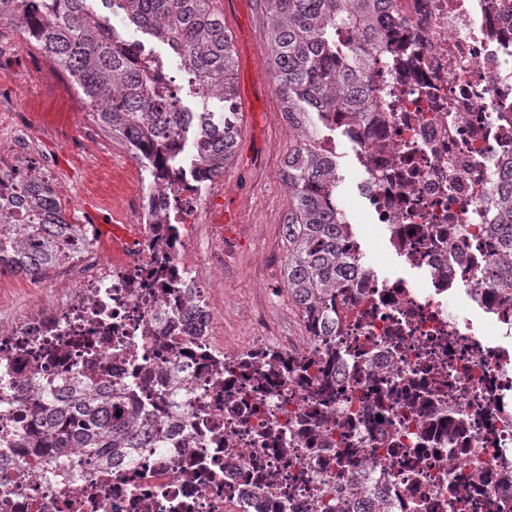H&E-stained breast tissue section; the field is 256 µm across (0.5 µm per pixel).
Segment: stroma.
<instances>
[{
  "label": "stroma",
  "instance_id": "35a3bbf8",
  "mask_svg": "<svg viewBox=\"0 0 512 512\" xmlns=\"http://www.w3.org/2000/svg\"><path fill=\"white\" fill-rule=\"evenodd\" d=\"M38 59L21 49L5 61L8 79L16 86L17 110L31 122V136L49 151L68 179L73 199L66 205L70 222L85 219L89 198L84 184L89 173L85 156L74 154L68 137L80 123L91 120L88 105L65 73L48 77L36 69ZM280 101L274 91L243 105L240 138L234 157L224 169V197L233 221L224 232L241 234L237 251L224 268L222 287L212 289L224 304V352L242 353L249 336L264 331L271 343L280 337L305 334L303 319L288 296L285 261L288 244L283 224L288 192L279 157L292 144L279 127Z\"/></svg>",
  "mask_w": 512,
  "mask_h": 512
}]
</instances>
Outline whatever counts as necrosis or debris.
Returning a JSON list of instances; mask_svg holds the SVG:
<instances>
[{
    "label": "necrosis or debris",
    "mask_w": 512,
    "mask_h": 512,
    "mask_svg": "<svg viewBox=\"0 0 512 512\" xmlns=\"http://www.w3.org/2000/svg\"><path fill=\"white\" fill-rule=\"evenodd\" d=\"M364 80L372 105L347 126L362 173L356 193L390 245L425 274L355 272L331 345L337 397L317 408L318 367L255 380L221 374L224 245H204L214 181L194 159L157 163L142 184L132 162L103 171L136 249L86 235L49 295L0 317V512H512V300L488 275L495 199L512 172V8L501 0H390ZM13 98L0 95V200L36 168ZM463 297L475 319L448 315ZM95 372L133 387L152 421L177 423L163 448L46 480L14 430L31 421L32 373ZM358 488L350 498V488Z\"/></svg>",
    "instance_id": "obj_1"
}]
</instances>
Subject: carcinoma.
Wrapping results in <instances>:
<instances>
[{
  "mask_svg": "<svg viewBox=\"0 0 512 512\" xmlns=\"http://www.w3.org/2000/svg\"><path fill=\"white\" fill-rule=\"evenodd\" d=\"M268 16L266 67L282 110L300 129L290 149L283 179L288 189L284 235L288 242L286 286L300 310L306 330L321 339L336 335V309L328 302L350 284L343 243L352 228L340 222L334 206L340 176L337 165L316 148L318 125L330 112L361 114L370 99L363 74L366 51L360 42L378 46L383 37L376 19L388 0H262ZM214 0H0V19H9L28 35L31 46L59 66L77 87L97 122L120 140H131L154 169L147 150L158 147L174 161L189 151L213 175L235 155L240 125L237 53ZM176 51L180 65L193 73L196 109L178 103L170 109L157 71L160 60L138 58L115 39L110 15ZM342 86L336 98L321 95L326 85ZM499 223L491 225L497 253L491 277L497 292L512 298V183L497 196ZM8 215L20 211L31 223L18 229L0 222V275L41 279L63 261L74 259L82 241L70 239L73 225L53 191L30 180L22 192L3 202ZM336 359L321 344L308 356L289 361L296 372L310 364ZM238 365L258 380L284 367L270 349L244 356ZM32 428L21 434L23 447L44 460L43 474L55 479L68 473L66 452L82 451L89 464L107 456L119 462L137 448L157 446L169 431L148 414L137 412L131 395L103 379L89 376L73 382L34 380Z\"/></svg>",
  "mask_w": 512,
  "mask_h": 512,
  "instance_id": "cac0c4a2",
  "label": "carcinoma"
}]
</instances>
